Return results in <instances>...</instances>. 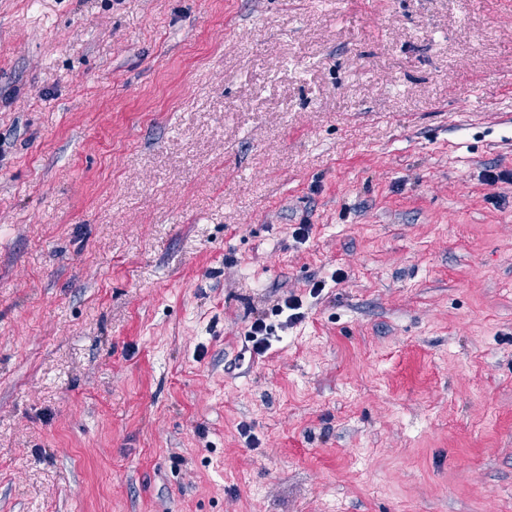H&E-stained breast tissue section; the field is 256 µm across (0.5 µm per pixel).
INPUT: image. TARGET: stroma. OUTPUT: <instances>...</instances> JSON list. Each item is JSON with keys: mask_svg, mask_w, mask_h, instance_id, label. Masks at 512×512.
Returning a JSON list of instances; mask_svg holds the SVG:
<instances>
[{"mask_svg": "<svg viewBox=\"0 0 512 512\" xmlns=\"http://www.w3.org/2000/svg\"><path fill=\"white\" fill-rule=\"evenodd\" d=\"M0 512H512V0H0ZM264 315H259L251 324V331L248 336L251 338L252 351L254 354L263 355L272 346L271 337L274 336L276 328L271 323H267Z\"/></svg>", "mask_w": 512, "mask_h": 512, "instance_id": "35a3bbf8", "label": "stroma"}]
</instances>
